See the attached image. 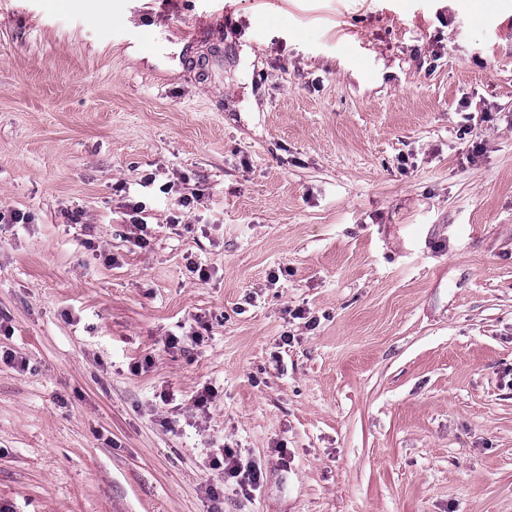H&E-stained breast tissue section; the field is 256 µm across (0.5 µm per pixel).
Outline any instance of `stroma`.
I'll list each match as a JSON object with an SVG mask.
<instances>
[{"label":"stroma","mask_w":512,"mask_h":512,"mask_svg":"<svg viewBox=\"0 0 512 512\" xmlns=\"http://www.w3.org/2000/svg\"><path fill=\"white\" fill-rule=\"evenodd\" d=\"M101 2L0 0V512H512V0Z\"/></svg>","instance_id":"1"}]
</instances>
